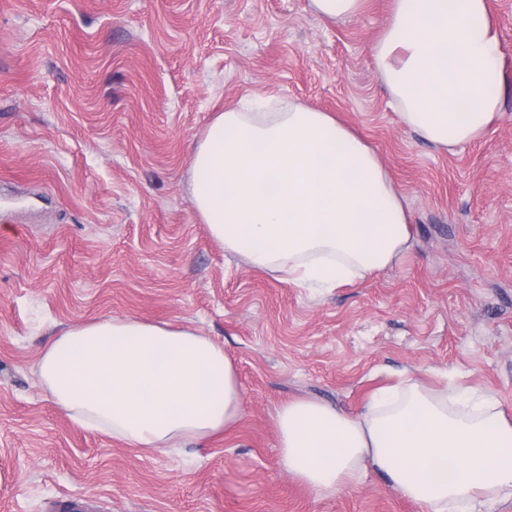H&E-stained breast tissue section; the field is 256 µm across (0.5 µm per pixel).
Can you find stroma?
I'll return each mask as SVG.
<instances>
[{
    "instance_id": "obj_1",
    "label": "stroma",
    "mask_w": 512,
    "mask_h": 512,
    "mask_svg": "<svg viewBox=\"0 0 512 512\" xmlns=\"http://www.w3.org/2000/svg\"><path fill=\"white\" fill-rule=\"evenodd\" d=\"M503 117L441 152L369 64L391 0L333 24L308 0H0V512H426L381 474L321 498L280 463L293 398L357 410L410 379L512 413V0H489ZM331 112L406 197L414 248L340 288L224 252L191 201L212 116L255 97ZM109 317L189 324L238 371L241 422L143 451L75 425L35 364Z\"/></svg>"
}]
</instances>
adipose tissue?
Returning <instances> with one entry per match:
<instances>
[{
    "label": "adipose tissue",
    "mask_w": 512,
    "mask_h": 512,
    "mask_svg": "<svg viewBox=\"0 0 512 512\" xmlns=\"http://www.w3.org/2000/svg\"><path fill=\"white\" fill-rule=\"evenodd\" d=\"M371 66L403 124L436 149L482 139L502 112L500 36L488 0H392ZM192 197L213 240L252 269L337 288L401 262L409 212L374 147L296 101L217 113L193 154ZM36 370L80 426L132 448L206 442L243 416L223 346L189 325L90 320ZM281 463L317 496L368 472L427 512L512 500V417L490 397L388 386L349 412L309 399L275 409Z\"/></svg>",
    "instance_id": "adipose-tissue-1"
}]
</instances>
